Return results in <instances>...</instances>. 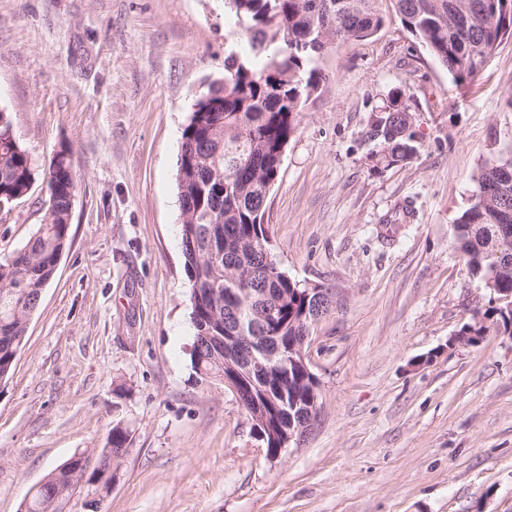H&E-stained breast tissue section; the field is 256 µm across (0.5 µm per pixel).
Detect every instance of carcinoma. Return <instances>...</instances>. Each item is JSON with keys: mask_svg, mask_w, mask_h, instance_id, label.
<instances>
[{"mask_svg": "<svg viewBox=\"0 0 512 512\" xmlns=\"http://www.w3.org/2000/svg\"><path fill=\"white\" fill-rule=\"evenodd\" d=\"M382 0H224L240 35L260 68L236 55L224 59V80L211 83L191 106L182 132L176 172L182 252L191 282L190 318L195 330L191 360L203 378L224 381V337H278L283 351L310 333L314 311L323 301L291 280L268 259L269 231L257 224V211L274 185L281 149L297 131L300 114L317 91L321 74L312 67L327 49L363 40L383 24ZM401 23L451 76L455 86L475 77L494 47L512 37L502 17L512 0H495L497 12L475 5L484 0H388ZM414 116L395 88L374 114L370 136L381 140L389 165L405 163L416 152ZM34 181L26 149L0 110V202L10 206ZM48 206L43 223L29 238V272L0 259V364L21 350L37 295L55 274L54 263L69 243L72 197L77 178L69 153L60 151L44 171ZM473 203L456 220L457 240L469 278L489 297L475 310L462 336H484L491 327L512 332V156L484 166ZM293 363L266 375L251 373L256 393L288 399L303 408L319 398L318 384L304 382ZM127 428L112 427L109 447L121 461L131 447ZM76 482L53 470L32 496L38 505Z\"/></svg>", "mask_w": 512, "mask_h": 512, "instance_id": "carcinoma-1", "label": "carcinoma"}]
</instances>
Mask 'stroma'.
Masks as SVG:
<instances>
[{
  "label": "stroma",
  "mask_w": 512,
  "mask_h": 512,
  "mask_svg": "<svg viewBox=\"0 0 512 512\" xmlns=\"http://www.w3.org/2000/svg\"><path fill=\"white\" fill-rule=\"evenodd\" d=\"M314 63L267 200L272 248L328 289L305 353L319 411L278 459L191 364L175 175L194 99L248 55L224 0H0V109L37 177L0 210V258L42 224L68 147L70 240L0 382V512L75 453L132 435L104 512H512V336L450 339L487 296L455 221L512 152V38L462 88L383 4ZM400 88L416 155L387 165L371 115Z\"/></svg>",
  "instance_id": "stroma-1"
}]
</instances>
